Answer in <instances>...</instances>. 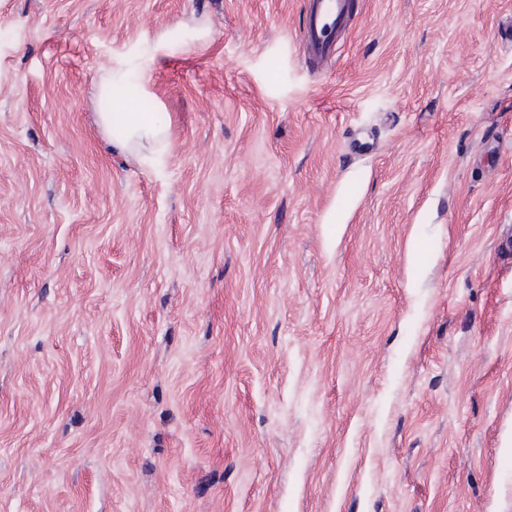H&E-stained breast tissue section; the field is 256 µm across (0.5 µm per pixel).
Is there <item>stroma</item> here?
Wrapping results in <instances>:
<instances>
[{
  "label": "stroma",
  "mask_w": 512,
  "mask_h": 512,
  "mask_svg": "<svg viewBox=\"0 0 512 512\" xmlns=\"http://www.w3.org/2000/svg\"><path fill=\"white\" fill-rule=\"evenodd\" d=\"M352 4L0 0V512H512V0ZM303 28L309 55L326 61L335 56L338 37L347 30L351 0H310ZM143 70V64L138 61H130L117 69L110 71L102 78L99 85L100 96H107L111 90L116 86V82L126 83L129 79H133L140 75ZM147 112H99V122L111 146L122 153H131L146 142H159L166 138V126L158 117V113L149 112L151 106L142 102ZM117 123L125 128L126 137L123 141H113L110 130Z\"/></svg>",
  "instance_id": "stroma-1"
}]
</instances>
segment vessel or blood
I'll list each match as a JSON object with an SVG mask.
<instances>
[{"instance_id":"1","label":"vessel or blood","mask_w":512,"mask_h":512,"mask_svg":"<svg viewBox=\"0 0 512 512\" xmlns=\"http://www.w3.org/2000/svg\"><path fill=\"white\" fill-rule=\"evenodd\" d=\"M350 0H311L303 28L310 56L320 61L332 59L337 40L348 28Z\"/></svg>"}]
</instances>
